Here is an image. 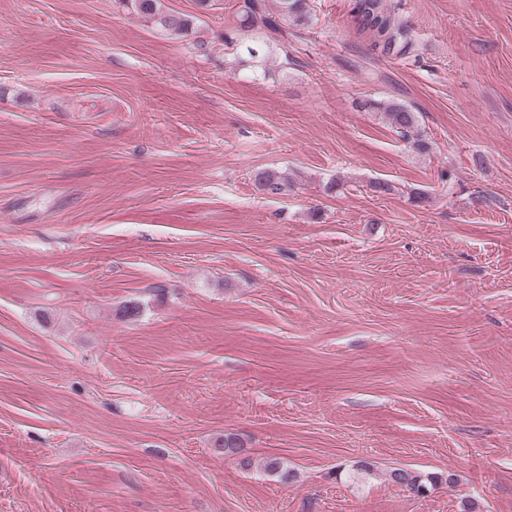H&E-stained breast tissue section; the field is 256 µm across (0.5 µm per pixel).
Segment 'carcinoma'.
<instances>
[{
	"label": "carcinoma",
	"instance_id": "1",
	"mask_svg": "<svg viewBox=\"0 0 512 512\" xmlns=\"http://www.w3.org/2000/svg\"><path fill=\"white\" fill-rule=\"evenodd\" d=\"M126 8L153 22L160 30L169 34L181 35L190 29L188 16L162 9L161 0H125ZM239 0L237 21L245 31L254 28L266 29L272 33H282L288 26L303 28L313 20L309 0ZM353 22L357 28L367 33L372 46L383 54L404 53L412 47L411 32L392 8L389 0H354ZM363 107L379 112L386 122L418 151L428 148L422 139L418 112L411 106L398 101L367 100ZM259 189L268 195H281L292 188V183L282 172L260 168L253 173ZM393 482L419 495L427 490V484L434 482L432 477H424L416 472L396 469L391 472Z\"/></svg>",
	"mask_w": 512,
	"mask_h": 512
}]
</instances>
